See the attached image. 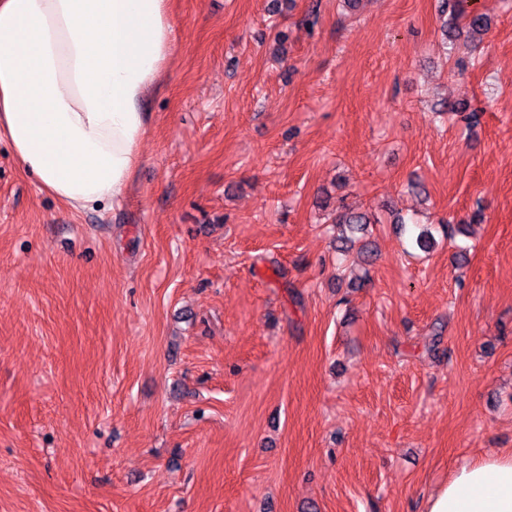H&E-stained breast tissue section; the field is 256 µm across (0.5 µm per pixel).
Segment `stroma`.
Listing matches in <instances>:
<instances>
[{
  "instance_id": "obj_1",
  "label": "stroma",
  "mask_w": 512,
  "mask_h": 512,
  "mask_svg": "<svg viewBox=\"0 0 512 512\" xmlns=\"http://www.w3.org/2000/svg\"><path fill=\"white\" fill-rule=\"evenodd\" d=\"M478 5L449 54L437 0H171L116 208L0 137V512H425L512 450V0Z\"/></svg>"
}]
</instances>
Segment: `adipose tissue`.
<instances>
[{
    "label": "adipose tissue",
    "mask_w": 512,
    "mask_h": 512,
    "mask_svg": "<svg viewBox=\"0 0 512 512\" xmlns=\"http://www.w3.org/2000/svg\"><path fill=\"white\" fill-rule=\"evenodd\" d=\"M175 40L170 0H0V134L42 189L120 205ZM426 512H512V453L459 465Z\"/></svg>",
    "instance_id": "ef3b65f1"
}]
</instances>
